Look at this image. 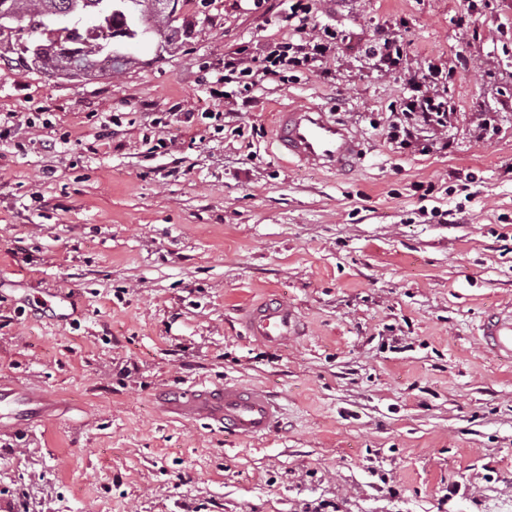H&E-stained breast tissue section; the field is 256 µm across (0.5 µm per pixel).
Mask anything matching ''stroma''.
<instances>
[{
  "label": "stroma",
  "instance_id": "1",
  "mask_svg": "<svg viewBox=\"0 0 512 512\" xmlns=\"http://www.w3.org/2000/svg\"><path fill=\"white\" fill-rule=\"evenodd\" d=\"M290 4L182 0L186 34L90 80L0 59V384L61 399L0 428V512H512V363L477 336L512 305V0H314L324 69L224 82ZM385 35L456 106L405 149L404 78L364 56ZM304 102L360 137L349 177L280 160L271 109ZM53 291L65 316L33 313ZM268 293L307 325L279 349L240 321ZM191 382L266 387L282 420L163 416Z\"/></svg>",
  "mask_w": 512,
  "mask_h": 512
}]
</instances>
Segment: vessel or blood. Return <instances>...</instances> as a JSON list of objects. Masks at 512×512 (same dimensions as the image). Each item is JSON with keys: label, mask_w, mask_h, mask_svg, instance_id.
<instances>
[{"label": "vessel or blood", "mask_w": 512, "mask_h": 512, "mask_svg": "<svg viewBox=\"0 0 512 512\" xmlns=\"http://www.w3.org/2000/svg\"><path fill=\"white\" fill-rule=\"evenodd\" d=\"M275 140L280 151L298 166L343 172L361 157V143L352 129L336 122L324 108L303 104L277 112ZM299 313L288 301L274 298L254 306L246 320L248 335L269 346H282L299 332ZM485 349L499 361H512V306L489 311L478 326ZM53 401L46 395L35 400L16 386H0V422L29 424L41 417ZM174 419L202 420L232 435L259 439L267 436L279 419V407L259 386L199 383L170 391L163 402Z\"/></svg>", "instance_id": "obj_1"}]
</instances>
